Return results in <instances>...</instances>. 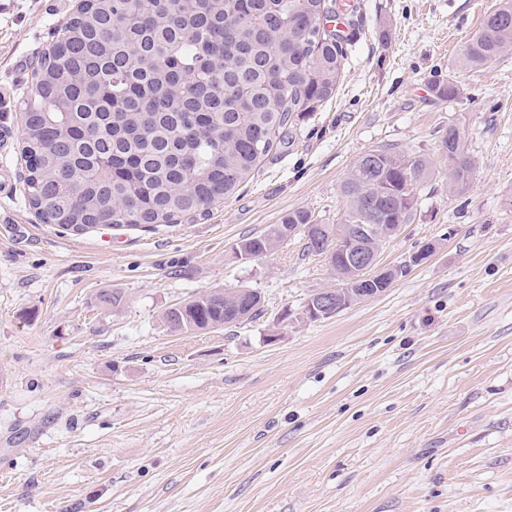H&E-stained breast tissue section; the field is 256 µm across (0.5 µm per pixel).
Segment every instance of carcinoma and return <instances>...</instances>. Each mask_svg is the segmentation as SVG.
Returning a JSON list of instances; mask_svg holds the SVG:
<instances>
[{"label":"carcinoma","instance_id":"cac0c4a2","mask_svg":"<svg viewBox=\"0 0 512 512\" xmlns=\"http://www.w3.org/2000/svg\"><path fill=\"white\" fill-rule=\"evenodd\" d=\"M339 0H97L75 16L21 101L29 205L47 224L83 232L97 221L150 227L206 209L255 174L286 129L337 88L349 37L326 23ZM512 52V0L484 16L460 63L477 70ZM448 188L469 186L475 161L460 127L441 140ZM430 160L380 148L359 156L341 184L346 224H410L414 186ZM290 211L242 241L275 251ZM234 291L206 292L163 315L173 331L238 324Z\"/></svg>","mask_w":512,"mask_h":512}]
</instances>
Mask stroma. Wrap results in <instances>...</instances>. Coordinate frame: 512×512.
<instances>
[{"instance_id":"stroma-1","label":"stroma","mask_w":512,"mask_h":512,"mask_svg":"<svg viewBox=\"0 0 512 512\" xmlns=\"http://www.w3.org/2000/svg\"><path fill=\"white\" fill-rule=\"evenodd\" d=\"M345 2L340 85L253 179L175 224L78 234L28 204L19 114L74 0H0V512H512V54L459 64L498 0ZM447 78L451 103L431 91ZM452 122L476 162L461 195ZM384 147L437 170L379 257L408 271L303 320L337 284L324 257L234 249L293 210L342 223L341 182ZM240 286L254 319L162 321ZM441 151L448 159V188L463 193L471 182L475 161L457 124L449 123L448 135L441 140ZM377 292L378 291L376 290L369 295H353L350 293L348 298L344 297L341 293L336 292V289L325 288L317 290L307 298L302 309V318L307 321L328 319L335 316L342 309L344 310L345 305L349 303V299L354 298V300H356L357 298H360L366 300L381 294L374 295Z\"/></svg>"}]
</instances>
